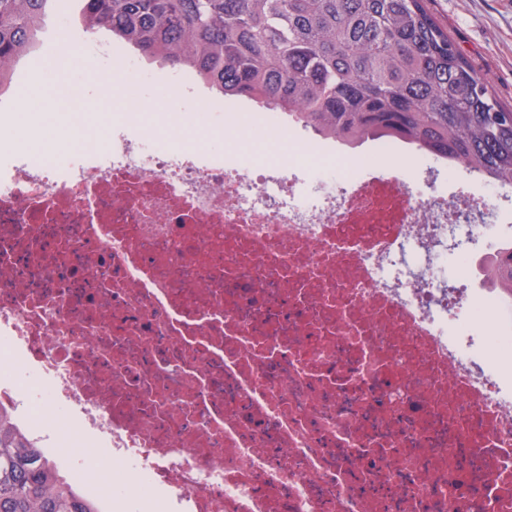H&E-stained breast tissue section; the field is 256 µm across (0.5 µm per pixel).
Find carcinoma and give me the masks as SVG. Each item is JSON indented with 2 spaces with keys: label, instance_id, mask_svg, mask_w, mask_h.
Segmentation results:
<instances>
[{
  "label": "carcinoma",
  "instance_id": "carcinoma-1",
  "mask_svg": "<svg viewBox=\"0 0 512 512\" xmlns=\"http://www.w3.org/2000/svg\"><path fill=\"white\" fill-rule=\"evenodd\" d=\"M88 32L220 97L284 113L356 148L400 139L512 185V109L460 55L427 0H0V80L60 8ZM512 297V245L481 264ZM0 512H99L0 410Z\"/></svg>",
  "mask_w": 512,
  "mask_h": 512
}]
</instances>
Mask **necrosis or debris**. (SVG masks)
Wrapping results in <instances>:
<instances>
[{"instance_id":"4bbe7bcc","label":"necrosis or debris","mask_w":512,"mask_h":512,"mask_svg":"<svg viewBox=\"0 0 512 512\" xmlns=\"http://www.w3.org/2000/svg\"><path fill=\"white\" fill-rule=\"evenodd\" d=\"M60 135L0 171V407L103 512L106 452L148 512H512V320L473 286L490 206L337 147L180 119ZM336 174L321 190L314 167ZM456 254L455 272L437 265Z\"/></svg>"}]
</instances>
